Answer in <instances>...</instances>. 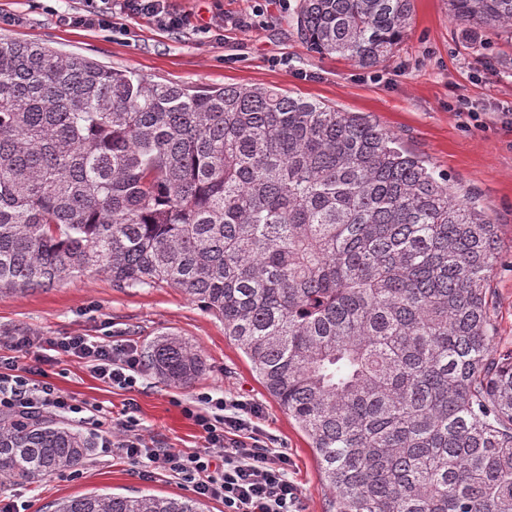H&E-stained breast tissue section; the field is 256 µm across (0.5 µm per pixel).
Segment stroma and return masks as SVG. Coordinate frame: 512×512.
I'll return each mask as SVG.
<instances>
[{"instance_id":"stroma-1","label":"stroma","mask_w":512,"mask_h":512,"mask_svg":"<svg viewBox=\"0 0 512 512\" xmlns=\"http://www.w3.org/2000/svg\"><path fill=\"white\" fill-rule=\"evenodd\" d=\"M413 2L406 37L389 60L370 68L311 53L296 31L299 0H164L166 12L179 21L174 29L111 0L109 30L69 25L85 0H0V37L40 43L153 81L274 87L369 115L437 173L448 175L459 194L476 196L498 224L490 300L494 345L505 348L512 345V73L501 62L512 57V40L496 35L486 48L471 49L449 15L448 0ZM29 329L47 337L110 333L141 349L160 334H177L206 362L205 373L190 385L166 384L146 369L134 389H120L67 359L48 367V380L76 401L103 406L113 420L133 413L160 446L183 451L202 444L198 427L183 413L197 393L250 401L261 411L257 425L264 446L288 456L302 512H327L311 440L225 336L223 322L179 289L118 288L101 272L44 291L1 296L0 350L9 335ZM139 470L98 447L77 473L1 486L0 497L26 512H49L55 501L92 491L175 498L192 493L173 475L145 479Z\"/></svg>"}]
</instances>
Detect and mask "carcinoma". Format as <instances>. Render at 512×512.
Returning a JSON list of instances; mask_svg holds the SVG:
<instances>
[{"label": "carcinoma", "mask_w": 512, "mask_h": 512, "mask_svg": "<svg viewBox=\"0 0 512 512\" xmlns=\"http://www.w3.org/2000/svg\"><path fill=\"white\" fill-rule=\"evenodd\" d=\"M472 40L512 0H449ZM412 0H300L309 51L369 68ZM498 225L370 117L271 87L190 90L0 38V295L104 272L224 323L312 441L329 512H512V348L493 349ZM145 365L186 385L174 334ZM95 438L0 419V485L83 465ZM54 512H203L90 492Z\"/></svg>", "instance_id": "carcinoma-1"}]
</instances>
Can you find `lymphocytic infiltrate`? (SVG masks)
<instances>
[{"label":"lymphocytic infiltrate","instance_id":"obj_1","mask_svg":"<svg viewBox=\"0 0 512 512\" xmlns=\"http://www.w3.org/2000/svg\"><path fill=\"white\" fill-rule=\"evenodd\" d=\"M10 355H0V417L25 419L37 414L66 416L115 436V448L141 464L142 477L164 471L204 497L224 502V512H300L298 489L288 478V457L262 446L256 420L259 408L246 400L226 402L198 393L183 409L199 427L203 445L191 452L159 447L135 416L121 421L99 407L77 402L46 382L47 365L64 359L82 363L99 380L133 388L141 374L136 344L109 336L75 332L46 338L29 331L9 339ZM30 361L18 365L17 353Z\"/></svg>","mask_w":512,"mask_h":512}]
</instances>
